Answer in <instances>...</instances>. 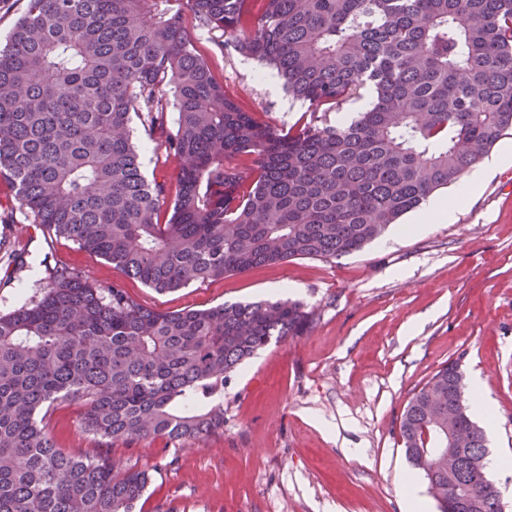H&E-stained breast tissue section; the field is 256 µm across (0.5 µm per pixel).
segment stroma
<instances>
[{
  "mask_svg": "<svg viewBox=\"0 0 512 512\" xmlns=\"http://www.w3.org/2000/svg\"><path fill=\"white\" fill-rule=\"evenodd\" d=\"M196 52L226 93L292 124L303 108L260 62L221 52L192 13ZM148 179L174 182L157 134L136 126ZM124 289L158 312L260 298L313 307L308 333L259 351L224 384V430L204 441L110 446L60 403L46 426L63 452L147 471L140 512H407L416 477L399 436L407 399L443 363L481 377L495 409L488 451H512V168L491 170L453 223L405 215L362 251L294 258L159 293L66 239L50 240L0 184V314L34 295L47 268Z\"/></svg>",
  "mask_w": 512,
  "mask_h": 512,
  "instance_id": "obj_1",
  "label": "stroma"
}]
</instances>
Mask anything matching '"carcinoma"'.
<instances>
[{"label": "carcinoma", "instance_id": "cac0c4a2", "mask_svg": "<svg viewBox=\"0 0 512 512\" xmlns=\"http://www.w3.org/2000/svg\"><path fill=\"white\" fill-rule=\"evenodd\" d=\"M224 49L307 105L291 126L228 96L171 0H26L0 48V183L31 223L157 292L292 258L337 259L460 181L512 129V0H186ZM371 93L349 121L329 114ZM177 113L167 130V113ZM161 135L175 187L150 182L133 117ZM174 199H169V196ZM0 315V512H135L141 470L57 448L44 424L83 406L103 443L224 430V382L307 333L300 301L173 313L56 267ZM457 361L414 390L399 434L439 512H503ZM454 407L421 456L424 428Z\"/></svg>", "mask_w": 512, "mask_h": 512}]
</instances>
